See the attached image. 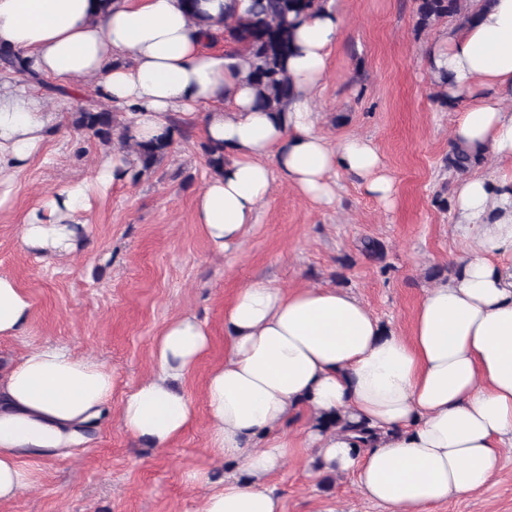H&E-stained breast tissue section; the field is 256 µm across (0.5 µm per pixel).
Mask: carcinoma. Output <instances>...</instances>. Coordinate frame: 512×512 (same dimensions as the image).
<instances>
[{
	"mask_svg": "<svg viewBox=\"0 0 512 512\" xmlns=\"http://www.w3.org/2000/svg\"><path fill=\"white\" fill-rule=\"evenodd\" d=\"M462 0H418L416 26L424 28L439 18H456L463 24L472 14L462 11ZM323 0H252L248 15L224 23L221 38L245 52L248 81L255 90L256 105L272 112L284 110L292 94L287 73L292 53L296 20L319 10ZM0 64L18 74L28 71L14 52L0 47ZM76 124L104 143L112 140L117 115L110 110L81 112ZM172 137L131 146L139 173L151 170L167 154Z\"/></svg>",
	"mask_w": 512,
	"mask_h": 512,
	"instance_id": "obj_1",
	"label": "carcinoma"
}]
</instances>
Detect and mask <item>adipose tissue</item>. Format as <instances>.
<instances>
[{
	"instance_id": "adipose-tissue-1",
	"label": "adipose tissue",
	"mask_w": 512,
	"mask_h": 512,
	"mask_svg": "<svg viewBox=\"0 0 512 512\" xmlns=\"http://www.w3.org/2000/svg\"><path fill=\"white\" fill-rule=\"evenodd\" d=\"M251 0H199L206 22L183 0H0V46L27 70L62 81L93 80L122 111L132 140L162 136L171 112L200 113L206 140L224 148V168L198 194L196 221L216 253L240 245L274 178L322 207L336 201L330 175L356 176L391 206L394 182L378 147L361 137L329 145L317 130L312 93L344 18L330 7L303 17L288 60L293 93L283 114L255 106L243 52L207 49L224 19L246 16ZM448 76L449 102L465 99L452 147L491 157L496 176L474 172L454 187L455 230L464 249L457 273L434 282L410 335L383 326L355 295L326 287L287 290L263 282L241 288L224 313L229 351L208 373L204 398L214 452L235 473L211 481L202 512H282L266 485L294 443L281 425L302 409L339 416L305 440L322 471L357 474L361 494L388 512H426L472 493L512 447V0H478L471 22L428 52ZM55 116L34 91L0 80V187L41 153ZM136 167L116 148L90 177L60 185L27 214L21 245L38 254L73 252L85 230L74 222L94 196L126 182ZM32 304L0 276V337L22 335ZM210 345L190 312L167 323L155 343L157 371L129 391L120 420L156 448L196 419L178 384ZM116 372L47 343L0 373V500L32 486L28 459L50 458L88 440V425L110 416Z\"/></svg>"
}]
</instances>
